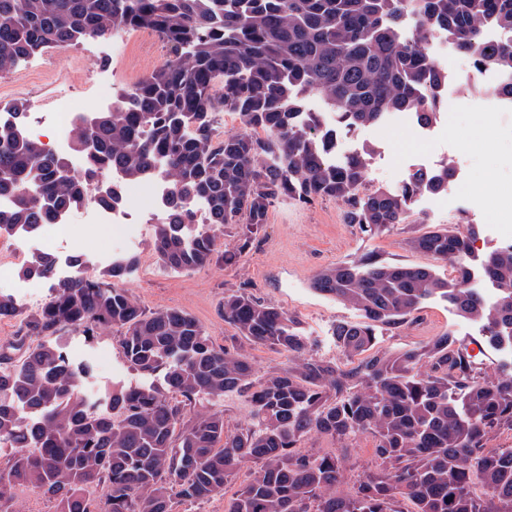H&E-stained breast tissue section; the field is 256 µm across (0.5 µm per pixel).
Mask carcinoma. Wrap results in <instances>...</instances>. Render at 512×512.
Returning a JSON list of instances; mask_svg holds the SVG:
<instances>
[{
    "label": "carcinoma",
    "instance_id": "obj_1",
    "mask_svg": "<svg viewBox=\"0 0 512 512\" xmlns=\"http://www.w3.org/2000/svg\"><path fill=\"white\" fill-rule=\"evenodd\" d=\"M140 28L161 36L169 58L112 110L74 124L71 149L89 157L83 170L24 135L25 105L0 108L14 115L0 123V196L9 198L0 236L38 233L82 204L104 169L167 185L170 208L154 225L153 248L174 272L234 261L285 200H334L345 223L378 235L404 223L417 196L448 191L455 167L414 171L397 190L369 189L372 148L341 165L327 160L337 129L354 132L396 112L436 123L448 84L429 51L438 36L468 57L469 84L486 67L512 74V0H0V72L48 49ZM488 28L502 35L495 46L484 42ZM307 96L324 101L335 126L303 111ZM221 110L236 113L245 132L216 139ZM191 199L206 202L207 222L185 209ZM228 224L239 225L232 251L224 249ZM477 236L470 226L407 240L454 265L451 280L372 256L319 272L313 290L363 318L334 329L343 365L313 358L297 322L247 285L224 295V322L240 338L292 362L262 378L250 357L216 346L191 315L142 309L118 285L134 255L112 261L104 279L72 259L74 274L33 314L0 294V313L20 318L30 337L121 331L129 367L165 384L114 386L106 402H90L79 392L90 367L74 366L59 344L29 345L11 367L1 354L0 445L13 451L0 466V512L19 488L41 493L55 512H172L176 498L195 504L224 493L245 467L248 479L224 512H512V446H486L512 430V362L480 377L450 331L423 346L374 349V326L397 328L438 296L480 323L487 345L512 350V248L480 253ZM475 264L497 288L492 303L469 286ZM54 265L37 254L24 276L46 278ZM232 394L249 403L238 432L225 429L217 408ZM313 432L371 435L378 470L336 494L342 460L300 449Z\"/></svg>",
    "mask_w": 512,
    "mask_h": 512
}]
</instances>
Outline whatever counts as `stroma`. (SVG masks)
I'll return each mask as SVG.
<instances>
[{
  "label": "stroma",
  "mask_w": 512,
  "mask_h": 512,
  "mask_svg": "<svg viewBox=\"0 0 512 512\" xmlns=\"http://www.w3.org/2000/svg\"><path fill=\"white\" fill-rule=\"evenodd\" d=\"M118 38L120 46L114 53L96 51L91 42L84 41L61 53L46 51L0 73V105L27 101V124L36 126L43 143H50L53 131L39 120L59 100L91 105L101 75H109L110 91L115 94L131 87L168 56L166 43L151 30H124ZM457 103V110L439 123L431 141L418 139L414 125L400 123L395 116L351 135L343 130L338 133L339 138H350L353 148L372 147L369 172L374 187H398L415 170L421 156L440 164L466 166L469 183L461 187L454 206L427 212L422 204H413L407 223L369 237L357 226L344 223L340 203L287 201L270 210L264 230L247 255L230 265L218 260L181 273L166 270L157 262L152 246L154 227L146 224L133 247L138 263L124 279V288L145 310L175 309L190 314L207 329L215 345L242 346L262 376L285 366L286 357L266 347L243 344L221 314L225 293L249 284L255 297L295 318L312 342L314 358L345 363L333 330L338 324L360 321L361 315L349 305L316 293L311 282L318 272L367 253L394 263L431 264V257L411 250L406 241L437 227L476 225L479 247L485 251L491 247L490 226L497 212L487 203L501 184L512 181V112L494 113L491 101L471 98L465 90L459 91ZM460 323L446 301L433 298L421 305L412 322L399 329L377 328L375 347L393 352L457 330ZM59 342L71 362L91 366L92 375L81 388L88 397H97L117 382L130 386L142 381L125 362L120 335L113 330L89 336L73 329L63 333ZM373 445L367 435L339 441L313 434L303 443L305 450L344 459L345 478L337 488L342 495L351 492L356 479L376 470Z\"/></svg>",
  "instance_id": "obj_1"
}]
</instances>
